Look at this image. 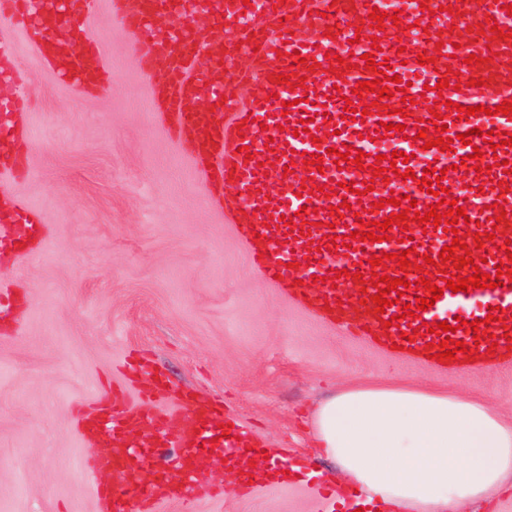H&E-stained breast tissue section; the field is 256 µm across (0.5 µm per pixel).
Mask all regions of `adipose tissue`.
Instances as JSON below:
<instances>
[{
	"instance_id": "ef3b65f1",
	"label": "adipose tissue",
	"mask_w": 512,
	"mask_h": 512,
	"mask_svg": "<svg viewBox=\"0 0 512 512\" xmlns=\"http://www.w3.org/2000/svg\"><path fill=\"white\" fill-rule=\"evenodd\" d=\"M312 427L366 500L398 512H468L512 483V424L464 396L348 388L317 404Z\"/></svg>"
}]
</instances>
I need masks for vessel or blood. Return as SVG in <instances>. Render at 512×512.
I'll return each mask as SVG.
<instances>
[{
    "instance_id": "b4317fda",
    "label": "vessel or blood",
    "mask_w": 512,
    "mask_h": 512,
    "mask_svg": "<svg viewBox=\"0 0 512 512\" xmlns=\"http://www.w3.org/2000/svg\"><path fill=\"white\" fill-rule=\"evenodd\" d=\"M512 0H429L427 7L402 16L400 24L392 20L376 23L370 14L376 0H257V12L243 11L240 0H206V11L224 20L225 32L234 44L249 56L250 66L238 74L241 84L260 83L262 92L247 104L231 97L224 83L221 62L225 45H208L199 50L195 39V20L182 12L179 25L168 32L153 30V13L147 0H112V8L145 45L142 64L146 72L164 70L167 76L161 117L173 135L194 152L205 185L224 191V206L234 213V224L256 268L266 280L274 282L320 322L336 325L344 335L376 341L382 350L393 345H408L415 359L428 355V343L437 342L434 333L418 335L422 322L453 321L454 317L472 321L485 319L496 311L498 319L486 327V335L457 330L453 338L476 348L475 356L459 354L443 359L440 369H511L512 350L506 349L512 334V281H503L493 289L467 292L444 290L433 307L407 317L403 306L425 296V289L404 291L400 303L378 312L373 298L378 290L363 287L371 279V255H383V267L392 277L419 280L421 272L401 273L392 261L394 253L406 248L416 252H441L454 235L466 243L475 233H483L481 248L470 251L480 261L482 272L494 274L497 264L506 262V240H512V189L500 192L493 182L502 180L512 186V173H505L500 160L494 159L492 144L500 143L504 133H512V117L495 113L503 100L512 101V39L497 36L493 28L502 24L506 5ZM17 24L32 31L38 56L47 62L62 83L87 92L98 91L111 81L112 72L103 61L101 43L84 35L83 26L89 0H11ZM405 32H398V25ZM380 30L379 50L370 45L353 46L356 28ZM332 37H324V30ZM434 54V63L419 65L418 53ZM372 53L375 62H388L399 82L409 85L399 92L390 83L393 96L388 109H381L375 94L353 97L357 83L375 79V72L360 64L364 53ZM14 53L13 31L0 28V82L23 84L24 74L9 65ZM476 62H468V55ZM348 59L351 69L337 77L332 66L335 57ZM457 72L461 90L436 91L439 73ZM286 82H278V75ZM480 79L477 87L468 86L469 78ZM352 96L356 109H369L362 121L345 119L343 99ZM225 98L224 120L210 121L198 109L208 97ZM477 107V114L459 118L457 106ZM442 114L448 137L479 128L471 144H456L454 150L422 149L418 132L427 139L436 130H423L422 120L432 113ZM308 121V132H299L300 121ZM389 123L386 141L409 154L408 163L399 164V174L390 182L372 179L369 165L375 157L363 160L356 180H369L373 191L357 195L341 188L342 177L336 171V157L330 147L353 146L364 149L375 138L381 123ZM404 132H397L396 124ZM490 140H483V133ZM0 139L15 146L26 139L23 103L0 102ZM481 150L478 163L488 174L475 176V166L462 164L464 156ZM323 157L322 166L306 164L309 154ZM444 171V187L458 206L464 207L468 223L458 224L456 232L435 227L393 229V238L382 242L352 240L350 247L339 243V236L357 231L359 223L384 221L396 206L387 204L391 192L400 190L404 172L423 177L422 161ZM293 165V174H284L285 165ZM336 188L325 197L322 186ZM384 201V208L370 205ZM13 223L0 225V244L14 242L17 235L40 242L45 227L23 201H15ZM312 222L308 235H301L303 222ZM400 316L399 325L383 327L381 316ZM78 432L99 452L89 463L93 476L98 512H160L162 504L181 501L183 512H198L196 498L188 485L206 483L216 456H223L225 469L239 476L243 493L278 487L283 473L294 480L304 477L292 460L268 468L251 467L249 459L261 458V443L243 426L230 425L220 402L188 394L173 396L161 375L147 373L139 382V397L129 400L121 392L99 400L84 411L77 423ZM176 449L177 455L155 484L142 487L139 474L150 466L155 448ZM358 496L350 489L323 480L312 512H377V504L357 507Z\"/></svg>"
}]
</instances>
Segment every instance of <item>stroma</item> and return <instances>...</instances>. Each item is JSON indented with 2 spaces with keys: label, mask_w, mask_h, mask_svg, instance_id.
<instances>
[{
  "label": "stroma",
  "mask_w": 512,
  "mask_h": 512,
  "mask_svg": "<svg viewBox=\"0 0 512 512\" xmlns=\"http://www.w3.org/2000/svg\"><path fill=\"white\" fill-rule=\"evenodd\" d=\"M95 0L112 80L77 94L15 32L28 76L31 141L14 165V194L48 235L25 257L0 260L19 308L0 312V512H97L85 472L93 450L76 428L80 406L125 384L133 351L178 392L217 396L269 456L293 449L306 468L333 473L311 414L347 383L420 384L466 394L512 423V369L451 373L388 353L315 322L252 264L224 209L203 186L187 147L151 106L133 32ZM223 468L200 512H310L313 484L244 497Z\"/></svg>",
  "instance_id": "stroma-1"
}]
</instances>
